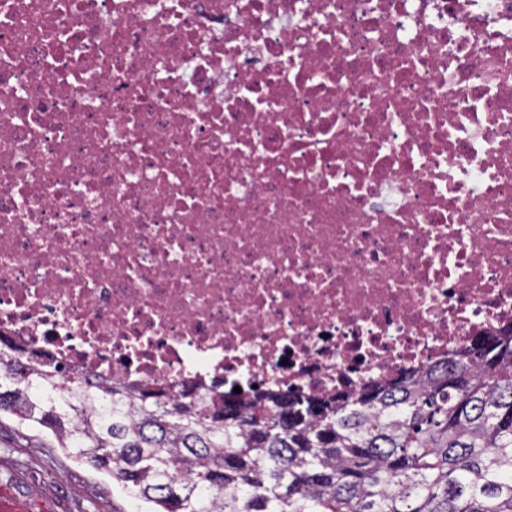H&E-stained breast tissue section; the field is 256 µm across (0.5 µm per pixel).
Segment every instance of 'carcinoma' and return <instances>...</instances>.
<instances>
[{
  "label": "carcinoma",
  "mask_w": 512,
  "mask_h": 512,
  "mask_svg": "<svg viewBox=\"0 0 512 512\" xmlns=\"http://www.w3.org/2000/svg\"><path fill=\"white\" fill-rule=\"evenodd\" d=\"M149 512H512V331L343 395L210 398L0 351V415Z\"/></svg>",
  "instance_id": "carcinoma-1"
}]
</instances>
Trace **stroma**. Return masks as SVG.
<instances>
[{"instance_id":"35a3bbf8","label":"stroma","mask_w":512,"mask_h":512,"mask_svg":"<svg viewBox=\"0 0 512 512\" xmlns=\"http://www.w3.org/2000/svg\"><path fill=\"white\" fill-rule=\"evenodd\" d=\"M18 492L40 488L51 512H142L143 505L113 483L110 476L73 461L47 447L34 432L18 433L14 423L0 418V485Z\"/></svg>"}]
</instances>
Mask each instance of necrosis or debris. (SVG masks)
<instances>
[{"label": "necrosis or debris", "instance_id": "1", "mask_svg": "<svg viewBox=\"0 0 512 512\" xmlns=\"http://www.w3.org/2000/svg\"><path fill=\"white\" fill-rule=\"evenodd\" d=\"M512 330V0H0V337L345 392Z\"/></svg>", "mask_w": 512, "mask_h": 512}]
</instances>
